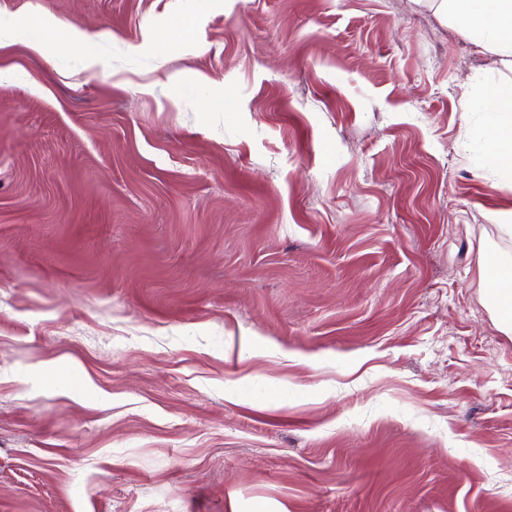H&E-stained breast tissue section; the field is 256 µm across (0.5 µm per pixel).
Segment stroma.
I'll return each mask as SVG.
<instances>
[{
  "mask_svg": "<svg viewBox=\"0 0 512 512\" xmlns=\"http://www.w3.org/2000/svg\"><path fill=\"white\" fill-rule=\"evenodd\" d=\"M0 512H512L488 54L424 0H0ZM58 20L89 50L50 53ZM479 266L484 279L488 304L487 309L497 320L500 330L512 335V261L488 259L487 253L480 256Z\"/></svg>",
  "mask_w": 512,
  "mask_h": 512,
  "instance_id": "35a3bbf8",
  "label": "stroma"
}]
</instances>
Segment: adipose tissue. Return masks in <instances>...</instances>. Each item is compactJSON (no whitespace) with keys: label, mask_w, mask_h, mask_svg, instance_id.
Masks as SVG:
<instances>
[{"label":"adipose tissue","mask_w":512,"mask_h":512,"mask_svg":"<svg viewBox=\"0 0 512 512\" xmlns=\"http://www.w3.org/2000/svg\"><path fill=\"white\" fill-rule=\"evenodd\" d=\"M444 19L460 24L496 63L512 70V0H428ZM482 95L490 108L481 133L491 161L512 176V81L487 80ZM489 312L505 335H512V261L480 257Z\"/></svg>","instance_id":"1"}]
</instances>
